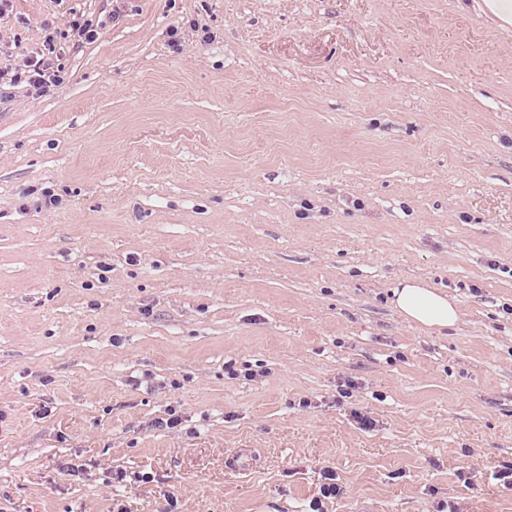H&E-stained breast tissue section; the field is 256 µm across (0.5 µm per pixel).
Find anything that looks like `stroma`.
<instances>
[{"mask_svg":"<svg viewBox=\"0 0 512 512\" xmlns=\"http://www.w3.org/2000/svg\"><path fill=\"white\" fill-rule=\"evenodd\" d=\"M484 2L10 0L0 69L65 80L0 86V512H512ZM68 29L72 35L86 42H94L99 34V24L94 25L92 19L77 12L72 13L68 21ZM45 55L42 52V57L31 59L28 61L26 67L29 70H24L21 73H16L10 78V83L18 84L20 82H27L29 85L34 87H42L48 84H61L64 82L65 74L59 67L54 69L50 59H45ZM27 74V75H26ZM25 80L22 81V77ZM393 296L395 309L416 324L442 330L453 327L458 321V309L448 294L419 282L400 284Z\"/></svg>","mask_w":512,"mask_h":512,"instance_id":"35a3bbf8","label":"stroma"}]
</instances>
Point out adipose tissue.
<instances>
[{
  "instance_id": "ef3b65f1",
  "label": "adipose tissue",
  "mask_w": 512,
  "mask_h": 512,
  "mask_svg": "<svg viewBox=\"0 0 512 512\" xmlns=\"http://www.w3.org/2000/svg\"><path fill=\"white\" fill-rule=\"evenodd\" d=\"M392 303L406 319L429 328L448 329L459 318L455 303L446 293L416 281L395 288Z\"/></svg>"
}]
</instances>
